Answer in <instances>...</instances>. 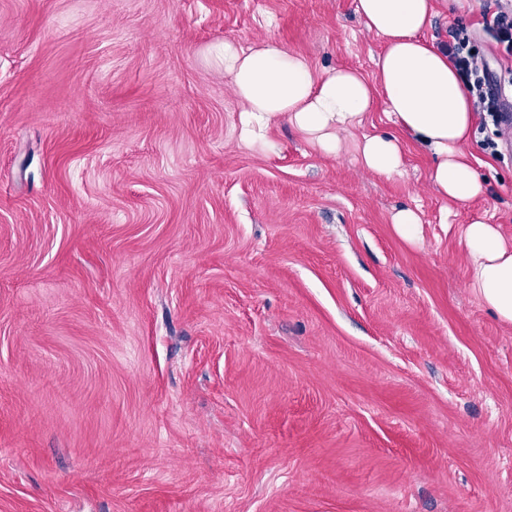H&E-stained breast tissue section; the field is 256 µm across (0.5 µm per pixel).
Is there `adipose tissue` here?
<instances>
[{
	"instance_id": "ef3b65f1",
	"label": "adipose tissue",
	"mask_w": 512,
	"mask_h": 512,
	"mask_svg": "<svg viewBox=\"0 0 512 512\" xmlns=\"http://www.w3.org/2000/svg\"><path fill=\"white\" fill-rule=\"evenodd\" d=\"M356 11L366 30L384 42L371 79L352 68L315 69L274 41L247 49L226 41L212 48L241 104L242 142L271 149L268 129L283 120L311 147L335 156L345 135L360 130L380 101L399 131L354 140L367 170L401 174L402 138L408 135L430 152L428 178L443 198L463 203L485 195L487 179L467 150L476 118L468 91L447 53L425 37L434 0H356ZM460 242L469 261V288L512 325V241L496 225L475 219L462 226Z\"/></svg>"
}]
</instances>
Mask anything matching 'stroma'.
<instances>
[{
    "label": "stroma",
    "instance_id": "35a3bbf8",
    "mask_svg": "<svg viewBox=\"0 0 512 512\" xmlns=\"http://www.w3.org/2000/svg\"><path fill=\"white\" fill-rule=\"evenodd\" d=\"M494 0H436L476 35ZM374 76L355 0H0V512H512V326L460 225L512 240V145L454 203L286 122L246 147L209 54ZM420 238L391 224L402 208ZM398 235L406 241L414 242L420 235V218L411 208L400 209L392 217Z\"/></svg>",
    "mask_w": 512,
    "mask_h": 512
}]
</instances>
